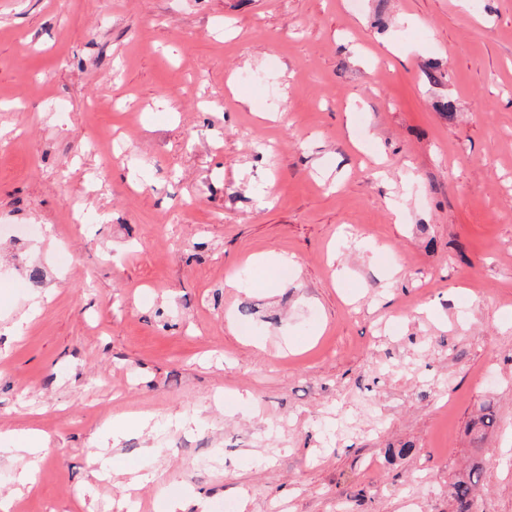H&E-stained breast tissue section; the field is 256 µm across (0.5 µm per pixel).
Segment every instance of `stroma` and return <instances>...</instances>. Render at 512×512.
Here are the masks:
<instances>
[{
  "instance_id": "obj_1",
  "label": "stroma",
  "mask_w": 512,
  "mask_h": 512,
  "mask_svg": "<svg viewBox=\"0 0 512 512\" xmlns=\"http://www.w3.org/2000/svg\"><path fill=\"white\" fill-rule=\"evenodd\" d=\"M0 127L11 512H512V0H0ZM497 427V414L491 403H484L476 418L472 421L474 453L468 471L458 476L451 484V498L455 504V512H472L471 506L476 498L480 484V475L484 469V459L480 456L481 442L485 435ZM11 435L13 448H0L1 456L10 459L27 458L26 466L17 473L16 481L18 485L26 487L30 490L34 484V472L40 460L39 454L44 448V442L34 430H27L15 434L7 432Z\"/></svg>"
}]
</instances>
